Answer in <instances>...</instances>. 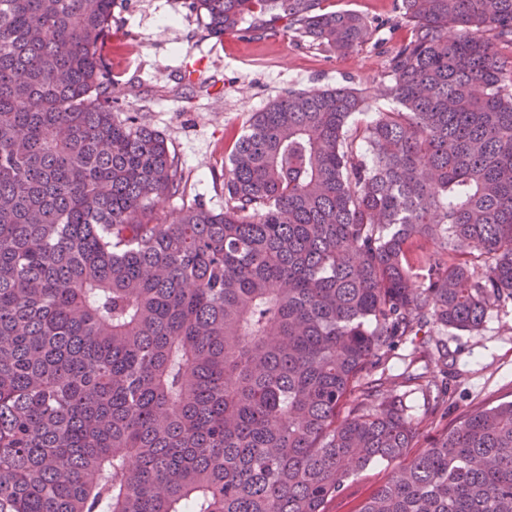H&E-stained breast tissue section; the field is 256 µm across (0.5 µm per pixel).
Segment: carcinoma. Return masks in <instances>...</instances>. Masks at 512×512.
<instances>
[{"mask_svg":"<svg viewBox=\"0 0 512 512\" xmlns=\"http://www.w3.org/2000/svg\"><path fill=\"white\" fill-rule=\"evenodd\" d=\"M324 2L188 6L217 39L369 40ZM402 4L391 106L284 92L216 211L112 97L115 0H0V512H327L375 464L357 512H512V401L414 454L386 373L414 343L396 379L438 412L448 382L414 363L512 303V0ZM393 466L373 465L351 477L345 496L331 501L328 512H355L357 505L390 477Z\"/></svg>","mask_w":512,"mask_h":512,"instance_id":"1","label":"carcinoma"}]
</instances>
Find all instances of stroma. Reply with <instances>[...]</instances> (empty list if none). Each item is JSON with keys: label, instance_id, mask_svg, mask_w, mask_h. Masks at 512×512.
I'll use <instances>...</instances> for the list:
<instances>
[{"label": "stroma", "instance_id": "stroma-1", "mask_svg": "<svg viewBox=\"0 0 512 512\" xmlns=\"http://www.w3.org/2000/svg\"><path fill=\"white\" fill-rule=\"evenodd\" d=\"M401 0H329L327 7L373 21L369 40L349 54L329 55L296 41L283 23L252 33L208 35L183 0H116L107 58L124 111L159 131L178 158L188 193L210 208L224 206V170L235 141L254 112L291 89L323 90L345 82L366 88L373 108L386 107L383 74L393 47L410 35ZM447 365L429 374L448 379V413L430 417L432 399L409 395L425 438L455 426L478 407L512 401V303L489 311L473 332L449 331ZM391 470L373 465L351 477L328 512H355Z\"/></svg>", "mask_w": 512, "mask_h": 512}]
</instances>
